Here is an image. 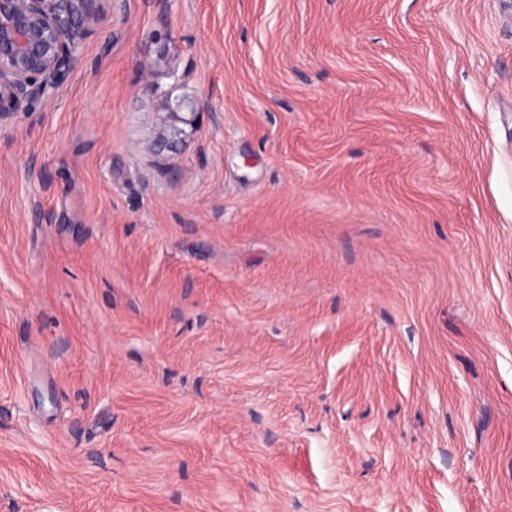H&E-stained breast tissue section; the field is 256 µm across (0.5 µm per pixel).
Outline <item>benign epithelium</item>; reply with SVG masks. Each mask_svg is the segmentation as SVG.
<instances>
[{"label":"benign epithelium","mask_w":512,"mask_h":512,"mask_svg":"<svg viewBox=\"0 0 512 512\" xmlns=\"http://www.w3.org/2000/svg\"><path fill=\"white\" fill-rule=\"evenodd\" d=\"M109 0H0V125L52 97L84 62Z\"/></svg>","instance_id":"obj_1"}]
</instances>
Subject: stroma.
Returning a JSON list of instances; mask_svg holds the SVG:
<instances>
[{
	"mask_svg": "<svg viewBox=\"0 0 512 512\" xmlns=\"http://www.w3.org/2000/svg\"><path fill=\"white\" fill-rule=\"evenodd\" d=\"M85 55L0 126V512H512V0Z\"/></svg>",
	"mask_w": 512,
	"mask_h": 512,
	"instance_id": "35a3bbf8",
	"label": "stroma"
}]
</instances>
